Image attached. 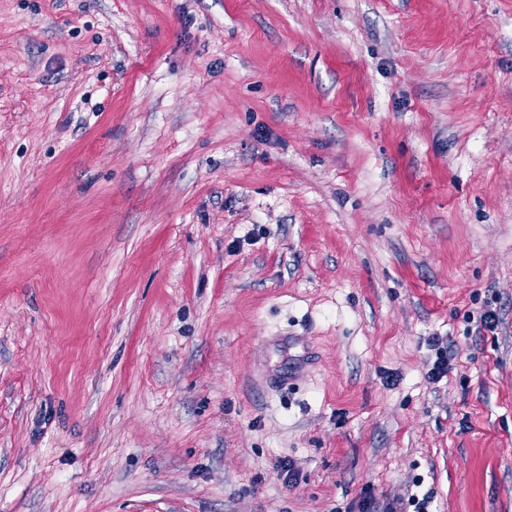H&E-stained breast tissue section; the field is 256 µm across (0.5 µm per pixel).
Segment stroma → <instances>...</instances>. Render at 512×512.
Wrapping results in <instances>:
<instances>
[{
	"label": "stroma",
	"instance_id": "obj_1",
	"mask_svg": "<svg viewBox=\"0 0 512 512\" xmlns=\"http://www.w3.org/2000/svg\"><path fill=\"white\" fill-rule=\"evenodd\" d=\"M369 492L512 512V0H0V512ZM430 346L436 351V359L430 369L429 378L433 381H440L442 378L448 376L452 368L450 350H448V343L444 344L443 340L437 336H432L430 339Z\"/></svg>",
	"mask_w": 512,
	"mask_h": 512
}]
</instances>
